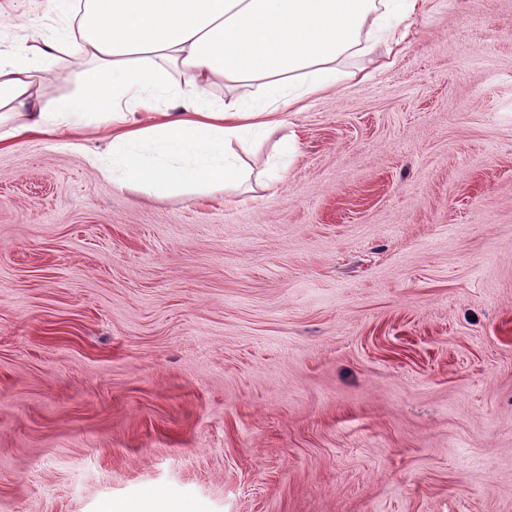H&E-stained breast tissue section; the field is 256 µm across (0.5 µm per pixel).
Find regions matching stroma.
Wrapping results in <instances>:
<instances>
[{
    "instance_id": "stroma-1",
    "label": "stroma",
    "mask_w": 512,
    "mask_h": 512,
    "mask_svg": "<svg viewBox=\"0 0 512 512\" xmlns=\"http://www.w3.org/2000/svg\"><path fill=\"white\" fill-rule=\"evenodd\" d=\"M285 178L0 153V512H512V0H418Z\"/></svg>"
}]
</instances>
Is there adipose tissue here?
<instances>
[{"mask_svg": "<svg viewBox=\"0 0 512 512\" xmlns=\"http://www.w3.org/2000/svg\"><path fill=\"white\" fill-rule=\"evenodd\" d=\"M68 21L0 44V150L63 137L118 190L155 198L223 193L249 166L234 142H287L288 115L345 79L358 47L400 44L417 0H47ZM86 63L80 91L48 100L62 57ZM224 87L223 99L209 95ZM102 150L87 149L90 140Z\"/></svg>", "mask_w": 512, "mask_h": 512, "instance_id": "ef3b65f1", "label": "adipose tissue"}]
</instances>
